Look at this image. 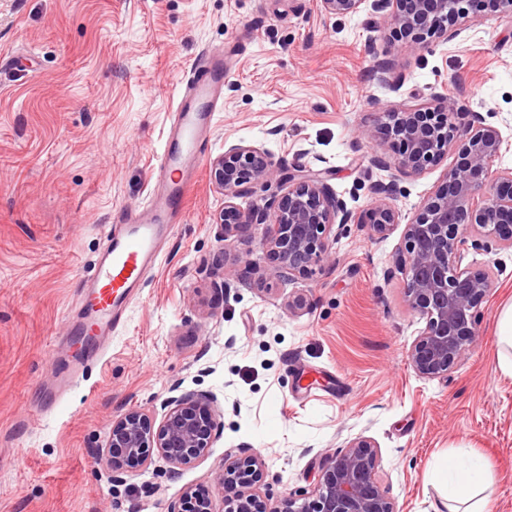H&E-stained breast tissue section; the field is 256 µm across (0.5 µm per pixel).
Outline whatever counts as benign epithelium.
<instances>
[{
    "mask_svg": "<svg viewBox=\"0 0 512 512\" xmlns=\"http://www.w3.org/2000/svg\"><path fill=\"white\" fill-rule=\"evenodd\" d=\"M367 0H320L323 11L336 16L356 14ZM371 11L388 16L393 34L409 51L426 44L448 42L462 32V21L490 11L512 23V0H372ZM379 80L392 91L404 85L391 75L388 63L376 65ZM441 105L388 113L384 135L397 149L390 160L374 156L371 162L388 172V180L374 186L375 201L357 214L347 208L327 183L325 171L292 169L267 151L235 145L210 162V177L224 193V209L216 218L220 238L250 229L259 235L271 273L280 281L309 276L333 261L329 243L348 224H364L376 239H385L398 226L391 205L402 176L421 174L458 146L457 159L445 173V188L428 197L404 225V248L395 260L403 275V298L425 326L407 350L415 374L436 379L448 373L480 340L478 312L491 287L488 270L464 263L468 235L494 238L512 250V171L491 176L503 137L499 129L471 114L468 123L454 101L434 94ZM288 183L279 199L240 210L235 200L248 194L250 185ZM163 401L164 415L130 409L110 429L107 448L112 479L126 468H145L158 456L173 467L189 466L205 457L217 438L224 411L211 394L179 392ZM378 450L358 437L343 449L325 455L313 490L295 491L272 506L261 500L266 463L251 454L227 459L210 487L189 488L177 512H399L378 477Z\"/></svg>",
    "mask_w": 512,
    "mask_h": 512,
    "instance_id": "1",
    "label": "benign epithelium"
}]
</instances>
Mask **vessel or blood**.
<instances>
[{
  "label": "vessel or blood",
  "mask_w": 512,
  "mask_h": 512,
  "mask_svg": "<svg viewBox=\"0 0 512 512\" xmlns=\"http://www.w3.org/2000/svg\"><path fill=\"white\" fill-rule=\"evenodd\" d=\"M224 80L223 55H205L192 64L185 88L177 93L147 206L106 227L103 252L81 291L82 319L71 330L82 339L74 359H82L99 337L111 335L123 323L153 273L173 229L171 218L185 212L187 192L210 145L216 96Z\"/></svg>",
  "instance_id": "obj_1"
}]
</instances>
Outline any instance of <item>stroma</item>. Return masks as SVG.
<instances>
[{
  "label": "stroma",
  "mask_w": 512,
  "mask_h": 512,
  "mask_svg": "<svg viewBox=\"0 0 512 512\" xmlns=\"http://www.w3.org/2000/svg\"><path fill=\"white\" fill-rule=\"evenodd\" d=\"M368 18L327 14L317 0H0V512H172L247 449L264 457L275 504L312 490L324 453L357 437L378 446L377 475L399 512H448L440 474L458 452L486 469L492 512H512V375L496 337L512 252L491 238L465 258L493 272L481 338L448 377L425 380L407 358L424 322L394 271L401 230L376 240L347 225L335 262L312 277H264L251 230L219 238L224 196L201 169L104 356L64 397L47 391L101 228L146 201L174 88L208 50L223 49L226 71L208 158L253 145L327 169L359 211L385 176L370 157L395 152L377 134L385 112L438 91L500 130L492 170L512 169V24L487 15L410 52ZM379 60L404 74L400 92L378 81ZM456 158L401 178L397 209L412 217ZM216 269L238 288L216 294ZM298 295L305 307L289 308ZM176 384L223 407L210 452L177 469L157 458L112 482L113 421L132 408L162 419Z\"/></svg>",
  "instance_id": "stroma-1"
}]
</instances>
